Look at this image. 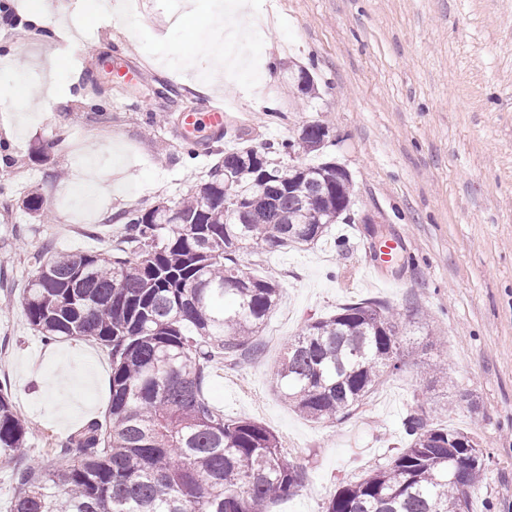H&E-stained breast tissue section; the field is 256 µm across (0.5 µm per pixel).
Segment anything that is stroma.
Wrapping results in <instances>:
<instances>
[{
    "label": "stroma",
    "instance_id": "1",
    "mask_svg": "<svg viewBox=\"0 0 512 512\" xmlns=\"http://www.w3.org/2000/svg\"><path fill=\"white\" fill-rule=\"evenodd\" d=\"M77 0H45L90 44L71 59L60 103L42 112L0 102V385L35 433L0 456V512L15 493V468L36 463L109 407L112 362L81 339L46 343L26 321L23 290L42 245L104 253L120 236L110 217L175 202L194 191L224 152L297 136L315 120L330 130L326 155L353 181L348 223L315 245L246 252L244 264L278 283L281 300L257 356L217 365L205 394L230 417L251 418L288 446L307 473L304 487L271 512H322L339 486L359 480L403 443L402 421L429 404L432 422L470 430L486 455L472 512H512V0H255L245 52L272 58L276 77L252 88L220 79L208 93L192 73L154 62L169 32L171 0H130L127 26L75 14ZM0 52L13 56L0 87L28 84L40 95L39 64L65 55L66 40L39 39L27 23L0 18ZM135 66L143 86L113 68ZM308 70L315 98L288 82ZM223 105L224 139L210 155H185L177 118ZM109 169L84 224L70 223L87 185L86 157ZM43 214L26 209L31 192ZM401 249L382 262L379 245ZM373 299L398 312L421 357L384 382L345 421L317 424L280 397L276 369L289 339L311 319ZM443 355L447 387H435L426 360Z\"/></svg>",
    "mask_w": 512,
    "mask_h": 512
}]
</instances>
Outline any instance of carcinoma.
<instances>
[{
    "label": "carcinoma",
    "mask_w": 512,
    "mask_h": 512,
    "mask_svg": "<svg viewBox=\"0 0 512 512\" xmlns=\"http://www.w3.org/2000/svg\"><path fill=\"white\" fill-rule=\"evenodd\" d=\"M328 126L296 138L224 152L192 194L134 209L112 252L34 255L38 275L23 314L45 341L80 338L112 357L108 418L91 420L36 465L14 474L7 512H269L303 488L278 435L213 406L203 385L214 365L259 352L281 288L246 271L242 250L322 240L351 207L352 181H327ZM296 160L276 168L275 157ZM247 210L225 204L224 180ZM395 314L377 302L347 304L305 324L277 372L280 395L312 422L350 416L415 355ZM404 446L356 483L339 486L323 512H471L484 464L466 462L470 433L408 415ZM28 424L0 385V454L25 445ZM75 455L66 468L53 459Z\"/></svg>",
    "instance_id": "1"
}]
</instances>
